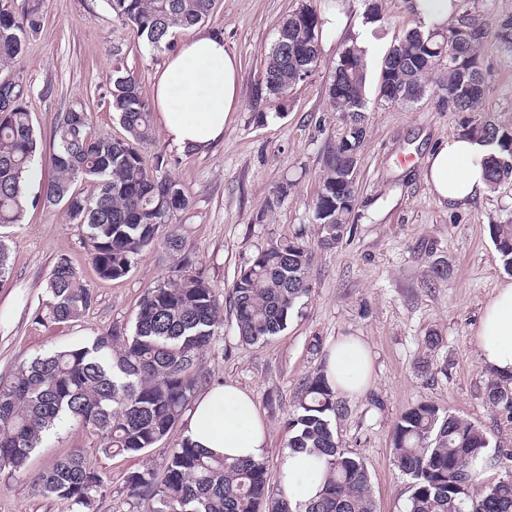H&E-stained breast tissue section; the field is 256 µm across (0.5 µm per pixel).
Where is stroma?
I'll return each mask as SVG.
<instances>
[{
    "label": "stroma",
    "mask_w": 512,
    "mask_h": 512,
    "mask_svg": "<svg viewBox=\"0 0 512 512\" xmlns=\"http://www.w3.org/2000/svg\"><path fill=\"white\" fill-rule=\"evenodd\" d=\"M39 3L42 26L16 67L28 91L29 108L42 147H49L60 113L85 107L96 134L124 136L108 107L114 62L139 79L145 99L166 54L151 50L130 27L114 21L106 0H9L21 11ZM325 0H216L205 28L224 36L240 61V106L224 137L204 154L171 145L162 128L144 145L149 165L178 181L191 198L175 213L168 231L181 235L186 252L209 280L224 318L220 336L201 357L198 392L227 382L253 394L269 436L272 491H279L280 459L288 441L286 420L303 379L323 364L310 344L331 346L343 336L365 340L374 360V378L361 394L348 397V412L336 432L348 450L365 462L377 512H403L410 479L393 464V429L407 408L430 401L444 411L481 426L493 445L512 448V416L486 404L487 381L474 329L485 302L507 271L490 234L494 224H512V182L468 207L438 205L421 173L430 149L463 131L470 112L449 111L438 88L443 68L427 77L419 101L390 105L379 101L380 62L416 22L406 0H379L383 20L374 24L377 49L367 72V137L355 181V203L345 234L332 249L316 245L313 210L325 160L335 149L345 121L328 98L338 54L364 22L368 0H341L350 25L321 43L317 67L281 100L261 92L265 58L279 24L288 14ZM462 11L477 19L483 33L479 61L489 88L482 110L512 124V46L498 38L503 18H512V0H462ZM288 193L278 196L280 186ZM274 207H267L269 198ZM304 234L312 244L310 291L286 329L267 341L246 345L235 335L229 310L233 283L258 250L274 237ZM12 272L0 288V381L33 358L86 344L112 327L131 328L147 287L177 263L163 243L143 252L125 277H97L81 230L61 207L28 208L20 223L0 229ZM67 256L94 289L97 302L81 319H42L45 288L54 262ZM448 267L433 281L434 264ZM442 336L426 352L424 336ZM139 454L104 453L88 429L68 422L31 454L24 474L0 473V512H69V506L42 494L33 478L57 458L82 454L103 476L109 492L98 512H135L125 489L133 472L162 479L174 441Z\"/></svg>",
    "instance_id": "stroma-1"
}]
</instances>
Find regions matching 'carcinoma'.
Listing matches in <instances>:
<instances>
[{"instance_id": "1", "label": "carcinoma", "mask_w": 512, "mask_h": 512, "mask_svg": "<svg viewBox=\"0 0 512 512\" xmlns=\"http://www.w3.org/2000/svg\"><path fill=\"white\" fill-rule=\"evenodd\" d=\"M106 2L116 20L134 27L157 51L169 48L177 31L204 22L215 5V0ZM41 23L39 4L18 14L0 0V72H6L0 78V224L19 223L30 205H59L81 227L98 277L117 280L190 200L179 183L150 169L141 146L153 137L151 108L138 79L120 66L112 70L108 106L125 135L93 134L91 114L81 106L62 113L51 135L52 175L40 195H29L37 134L27 90L11 72ZM319 25L317 12L307 5L282 22L264 63L266 94L287 96L317 66ZM481 35L471 19L427 33L410 30L381 61L379 99L390 105L417 101L427 91L426 76L444 65L441 87L448 92L476 87V97L455 111H477L487 93L479 68ZM366 70L363 51L343 46L328 98L349 122L326 159L313 213L317 243L324 249L351 231L355 177L366 140ZM465 131L492 149L486 170L491 188L512 182V126L482 117ZM80 178L95 186L92 194L73 188ZM492 234L504 268L512 269V224H496ZM164 244L180 260L146 290L131 332L114 328L88 344L36 357L9 382H0V471L23 474L32 452L66 420L90 429L106 454L139 453L169 437L194 396L200 355L223 317L209 281L186 255L184 238L171 233ZM311 262L303 236L281 237L240 271L230 311L242 343L265 341L287 327L309 291ZM46 291L43 318L52 321L78 320L96 301L94 289L65 256L54 263ZM484 396L488 405L512 415V378L490 373ZM345 411L346 402L324 369L304 379L287 421V448L315 456L325 468L322 491L306 504L293 507L285 494L272 495L266 461L229 462L184 438L172 449L161 481L148 471L132 472L125 488L139 512H376L365 463L342 447L336 433V417ZM479 460L503 475L482 479L475 470ZM393 463L411 479L404 512H512V450L491 448L484 429L432 402L401 414L393 432ZM34 483L73 512H96L108 492L104 478L79 453L58 459Z\"/></svg>"}]
</instances>
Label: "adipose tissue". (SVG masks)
<instances>
[{"label": "adipose tissue", "instance_id": "obj_1", "mask_svg": "<svg viewBox=\"0 0 512 512\" xmlns=\"http://www.w3.org/2000/svg\"><path fill=\"white\" fill-rule=\"evenodd\" d=\"M239 82V61L225 48L222 34L200 30L181 41L155 75L154 105L165 137L186 153L208 151L240 106ZM489 152L480 140L462 133L432 147L422 178L440 206L463 208L490 195L484 170ZM475 336L481 363L500 376H512V278L494 289ZM326 373L338 392L362 393L373 380L367 343L356 336L338 339L329 350ZM185 422V437L209 453L255 460L266 454L265 420L252 395L236 385L199 396ZM281 475L292 502H308L321 491L323 470L307 453L286 451Z\"/></svg>", "mask_w": 512, "mask_h": 512}]
</instances>
